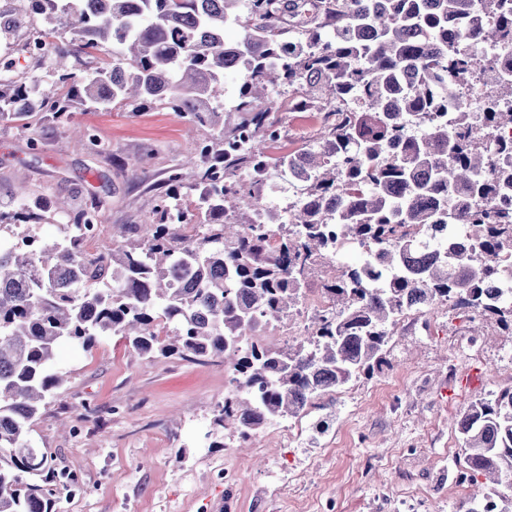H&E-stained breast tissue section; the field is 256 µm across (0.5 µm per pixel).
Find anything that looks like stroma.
<instances>
[{
  "instance_id": "obj_1",
  "label": "stroma",
  "mask_w": 512,
  "mask_h": 512,
  "mask_svg": "<svg viewBox=\"0 0 512 512\" xmlns=\"http://www.w3.org/2000/svg\"><path fill=\"white\" fill-rule=\"evenodd\" d=\"M285 130L271 156L315 139V112L288 109V90L271 94ZM106 150L75 147L43 122L0 121V212L18 209L17 181L42 202L66 198L72 210L99 207L111 229L146 220L166 171L185 160L209 130L153 106L77 112ZM152 154L148 176L133 181L124 165ZM444 307L399 317L379 368L315 399L301 416L302 439L287 422L271 423L238 446L214 426L224 398L223 367L179 359H141L118 336L91 352L63 341L59 365L69 379L42 410L33 432L57 468L82 474V490L61 496L58 512H409L405 490H418L419 512H463L481 487L457 484L462 440L456 417L476 399L512 391V326L488 320L463 345L448 340ZM478 374L477 385L462 380ZM99 410L85 417L83 406ZM140 404L134 418L121 406Z\"/></svg>"
}]
</instances>
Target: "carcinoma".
Here are the masks:
<instances>
[{
  "mask_svg": "<svg viewBox=\"0 0 512 512\" xmlns=\"http://www.w3.org/2000/svg\"><path fill=\"white\" fill-rule=\"evenodd\" d=\"M46 42L35 65L52 81L14 86L15 60L0 58V120L35 117L98 151L94 129L75 122L72 101L91 110L155 104L208 127L191 168L170 169L151 220L126 224L94 255L82 230L97 208L72 217L48 242L30 217L0 215V512H55L74 480L35 448L30 433L59 394L57 343L90 351L121 336L141 358L221 363L236 375L214 424L244 441L300 416L312 401L384 362L397 317L416 302L460 298L512 324V302L484 293L493 260L512 255V75L496 49L512 51V0H27ZM22 13L0 9V35ZM474 48L460 53L448 31ZM236 24L242 35L224 38ZM479 67L486 111L448 117V98ZM241 85L233 120L224 115V75ZM306 111L318 98L337 122L277 167L304 175L290 219L261 207L271 167L266 143L275 104ZM499 160L498 177L482 178ZM469 225L475 246L448 248L432 236ZM415 229L409 239L394 225ZM347 245L373 256L340 265L321 284L335 312L294 348L263 334L296 310L314 266L332 265ZM462 469L494 487L466 512H506L498 485L512 488V391L472 402L456 421Z\"/></svg>",
  "mask_w": 512,
  "mask_h": 512,
  "instance_id": "cac0c4a2",
  "label": "carcinoma"
}]
</instances>
